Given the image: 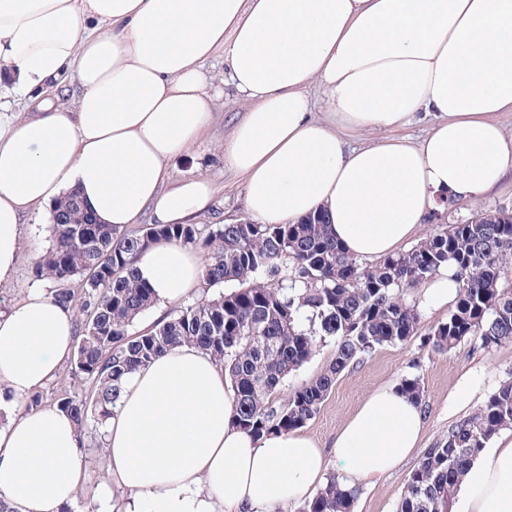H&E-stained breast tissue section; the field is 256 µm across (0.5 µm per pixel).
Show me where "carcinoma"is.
Instances as JSON below:
<instances>
[{
    "instance_id": "carcinoma-1",
    "label": "carcinoma",
    "mask_w": 512,
    "mask_h": 512,
    "mask_svg": "<svg viewBox=\"0 0 512 512\" xmlns=\"http://www.w3.org/2000/svg\"><path fill=\"white\" fill-rule=\"evenodd\" d=\"M53 241L36 264L52 298L78 309V336L70 375L84 393L64 392L55 404L79 428L101 429L117 407L123 381L182 344L224 367L235 392L237 425L255 435L302 427L318 413L337 377L359 357L418 332L419 314L403 290L442 269L459 282L453 309L431 327L428 340L447 351L469 337L486 346L512 342V212L477 214L440 224L405 253L363 265L336 241L319 216L299 224H146L118 231L95 224L75 196L53 210ZM198 245L206 252L203 295L134 330L152 303L151 289L134 273V258L158 240ZM333 337L328 368L277 406L272 395L313 354L316 339ZM512 428V379L476 413L428 448L407 481L397 512H452L468 463L501 430ZM357 491L336 477L299 512H350Z\"/></svg>"
}]
</instances>
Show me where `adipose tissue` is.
Instances as JSON below:
<instances>
[{"mask_svg":"<svg viewBox=\"0 0 512 512\" xmlns=\"http://www.w3.org/2000/svg\"><path fill=\"white\" fill-rule=\"evenodd\" d=\"M218 55L244 106L224 165L261 223L319 212L352 257L381 259L449 202L512 180L498 120L512 112V0H0V77L23 101L0 106V285L15 278L25 220L68 194L123 230L211 211L214 183L168 163L214 122L205 64ZM421 114L432 123L420 141L388 137ZM133 267L158 307L207 286L202 256L177 241ZM77 322L42 288L0 310V498L12 512H62L84 481L72 418L19 407L70 357ZM422 429L420 402L394 385L371 392L333 443L345 486L397 468ZM104 432L109 482L94 512H275L324 483L308 436L236 426L224 370L190 345L130 376ZM457 497V512H512V440L481 451Z\"/></svg>","mask_w":512,"mask_h":512,"instance_id":"ef3b65f1","label":"adipose tissue"}]
</instances>
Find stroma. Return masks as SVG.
I'll return each instance as SVG.
<instances>
[{
  "label": "stroma",
  "mask_w": 512,
  "mask_h": 512,
  "mask_svg": "<svg viewBox=\"0 0 512 512\" xmlns=\"http://www.w3.org/2000/svg\"><path fill=\"white\" fill-rule=\"evenodd\" d=\"M217 120L212 136L184 155L171 161L174 173H192L215 181L218 191L208 221L212 224L246 220L245 185L224 170L223 141L239 121L242 105L232 91H225L215 105ZM418 332L407 342L385 345L362 357L336 379L320 411L301 428L302 433L326 449L327 473L342 474L343 469L330 449L336 433L365 396L383 384H397L404 378H418L423 389V435L420 448L396 470L362 486L352 512H397L407 479L417 466L423 449L432 447L451 427L471 416L499 384L512 373V342L484 347L465 341L447 352H436L427 340L430 327L448 317L447 310L420 311ZM336 341L318 340L312 357L292 372L276 391L279 403H286L299 387L314 380L330 364Z\"/></svg>",
  "instance_id": "obj_1"
}]
</instances>
